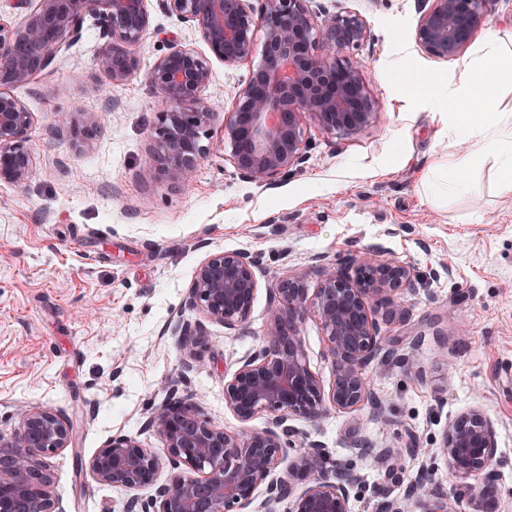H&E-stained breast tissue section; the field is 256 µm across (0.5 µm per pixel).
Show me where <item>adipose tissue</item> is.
I'll use <instances>...</instances> for the list:
<instances>
[{
    "mask_svg": "<svg viewBox=\"0 0 512 512\" xmlns=\"http://www.w3.org/2000/svg\"><path fill=\"white\" fill-rule=\"evenodd\" d=\"M413 83L429 100L450 101L448 127L464 145L443 173V188L470 189L467 174L474 160L490 158L502 172L500 194L512 197V111L498 105L501 86L512 84V49L487 39L478 64L466 67L454 82L418 75Z\"/></svg>",
    "mask_w": 512,
    "mask_h": 512,
    "instance_id": "1",
    "label": "adipose tissue"
}]
</instances>
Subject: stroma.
Segmentation results:
<instances>
[{
  "mask_svg": "<svg viewBox=\"0 0 512 512\" xmlns=\"http://www.w3.org/2000/svg\"><path fill=\"white\" fill-rule=\"evenodd\" d=\"M306 5L318 24L337 12L363 20V40L340 57L361 66L383 109L353 136L302 117L301 163L267 186L234 167L223 113L202 139L207 152L188 186L139 179L140 168L158 159L151 131L163 108L149 70L174 39L209 52L197 28L169 12L165 0L147 2L151 26L130 49L134 67L125 82L97 70L103 40L88 17L49 65L10 89L33 112L39 175L21 186L0 183V432L14 430L26 405L49 407L73 423V447L49 460L62 512H122L129 491L99 484L88 462L119 434L160 447L148 419L166 400L195 396L201 417L230 432L263 428L265 417L245 424L225 409L224 377L266 338L269 295L283 270L313 289L322 266L350 269L368 259L405 265L414 276L400 292L406 322L382 332L403 351L417 340L415 365L367 368L387 423L376 421L368 404L330 411L315 424L294 416V450L322 442L331 462L360 474L350 512H390L413 481L453 496L458 512H472L481 479L452 474L437 449L448 422L477 407L497 433V512H512V198L499 193L491 160L472 165L475 193L433 196L432 184L458 151L447 129L449 105L409 94L398 75L405 64L453 77L492 35L512 47V0H497L494 19L452 59L416 43L432 0ZM260 61L257 54L234 65L211 60L203 98L232 110ZM74 101L99 117L93 139L80 148L56 131ZM233 250L248 252L259 267L240 336L185 304L197 266ZM179 319L205 327L190 371L178 336L167 329ZM300 335L310 369L330 386L335 373L319 322L307 318ZM355 431L372 450H401V471L388 476L372 451L352 454L345 441Z\"/></svg>",
  "mask_w": 512,
  "mask_h": 512,
  "instance_id": "35a3bbf8",
  "label": "stroma"
}]
</instances>
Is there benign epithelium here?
<instances>
[{
    "label": "benign epithelium",
    "instance_id": "obj_1",
    "mask_svg": "<svg viewBox=\"0 0 512 512\" xmlns=\"http://www.w3.org/2000/svg\"><path fill=\"white\" fill-rule=\"evenodd\" d=\"M254 16L247 0H166L167 9L197 28L210 53L234 65L253 56L263 34L261 61L229 112L224 113V144L232 162L248 179L267 185L302 160L304 113L327 132L352 136L382 109L361 77L360 67L339 53L365 36L355 14L336 13L314 23L306 0H261ZM497 0H434L416 30V42L428 54L454 58L493 16ZM100 24L105 42L95 65L114 82L133 69L127 48L140 43L150 28L146 0H39L26 23L13 28L0 21V182L24 185L38 175L29 131L32 113L4 88L27 82L54 57L60 41L75 33L85 17ZM211 69L206 57L172 41L148 80L165 108L158 113L155 141L164 165H145L138 176L185 185L206 153L201 138L220 104L204 99ZM98 116L80 105L60 119L72 140L86 144ZM258 263L243 251L215 252L194 273L186 304L237 334L246 332L259 287ZM411 282L409 268L393 262L365 261L351 273L324 266L320 282L309 291L285 269L267 310L270 332L224 381V407L246 423L267 417L262 429L229 432L200 418L190 399L167 401L154 409L149 425L162 448H146L137 438L117 435L89 461L95 480L127 490L151 488L152 512H276L292 500L290 512H349L350 489L360 476L328 465L322 445L311 441L288 460V420L313 422L330 410L353 411L372 398L366 368L377 357L402 367L413 352L400 354L381 335L382 325L406 316L396 292ZM315 317L329 342L336 379L324 389L310 370L299 324ZM185 355L203 345L200 330L178 321ZM70 420L47 407L20 413L12 433H0V512H62L50 490L46 458L72 443ZM439 452L452 473L475 477L487 473L496 457L493 423L478 408L457 415L445 429ZM173 470L158 482L164 465ZM286 475L272 479L280 465ZM265 485L264 496L255 491ZM404 501L419 512H454L449 495L423 485L406 489ZM495 504L493 484L479 490L474 512Z\"/></svg>",
    "mask_w": 512,
    "mask_h": 512
}]
</instances>
